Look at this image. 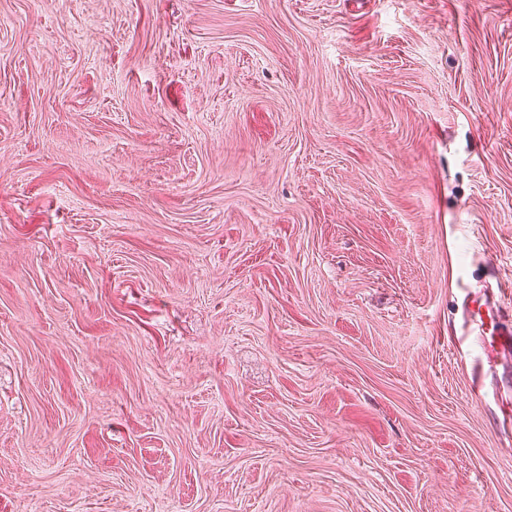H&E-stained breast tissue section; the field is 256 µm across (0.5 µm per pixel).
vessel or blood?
<instances>
[{"mask_svg": "<svg viewBox=\"0 0 512 512\" xmlns=\"http://www.w3.org/2000/svg\"><path fill=\"white\" fill-rule=\"evenodd\" d=\"M460 328L454 345L458 348L478 344L487 352L512 345V313L485 295L465 293L459 306Z\"/></svg>", "mask_w": 512, "mask_h": 512, "instance_id": "obj_1", "label": "vessel or blood"}]
</instances>
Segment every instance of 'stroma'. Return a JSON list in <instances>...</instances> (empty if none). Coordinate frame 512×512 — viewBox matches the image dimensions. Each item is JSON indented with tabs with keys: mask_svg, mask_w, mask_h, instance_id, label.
Instances as JSON below:
<instances>
[{
	"mask_svg": "<svg viewBox=\"0 0 512 512\" xmlns=\"http://www.w3.org/2000/svg\"><path fill=\"white\" fill-rule=\"evenodd\" d=\"M499 278L512 0H0V512H512ZM457 311L461 313V324L455 330V348L479 342L480 353H486L512 345V325L508 326L511 313L495 299L466 291Z\"/></svg>",
	"mask_w": 512,
	"mask_h": 512,
	"instance_id": "35a3bbf8",
	"label": "stroma"
}]
</instances>
